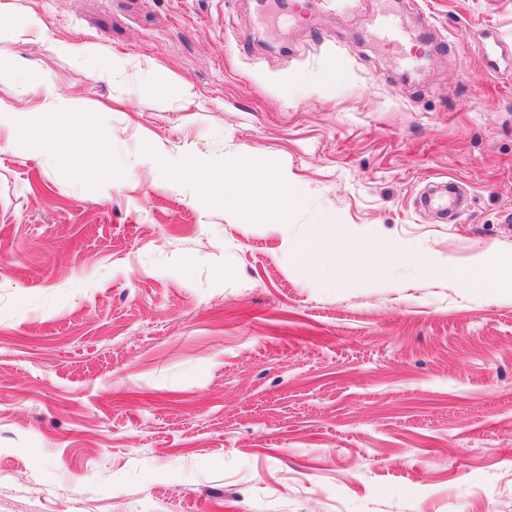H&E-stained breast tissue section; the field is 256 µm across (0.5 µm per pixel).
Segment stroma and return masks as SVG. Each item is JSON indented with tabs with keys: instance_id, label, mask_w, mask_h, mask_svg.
Returning a JSON list of instances; mask_svg holds the SVG:
<instances>
[{
	"instance_id": "1",
	"label": "stroma",
	"mask_w": 512,
	"mask_h": 512,
	"mask_svg": "<svg viewBox=\"0 0 512 512\" xmlns=\"http://www.w3.org/2000/svg\"><path fill=\"white\" fill-rule=\"evenodd\" d=\"M109 78L0 26V97H112L123 188L0 149V512H512V0H17ZM433 39L399 67L373 14ZM151 71L143 80L139 71ZM287 168V233L153 185L142 147ZM455 222L423 208L447 186ZM341 224L425 254L309 278ZM437 276L445 281L453 283L467 279L477 283L481 288L494 291L500 288V278L497 272L491 268H477L468 273L463 272L452 264L442 266L437 272Z\"/></svg>"
}]
</instances>
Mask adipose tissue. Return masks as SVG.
I'll return each instance as SVG.
<instances>
[{"mask_svg":"<svg viewBox=\"0 0 512 512\" xmlns=\"http://www.w3.org/2000/svg\"><path fill=\"white\" fill-rule=\"evenodd\" d=\"M6 21L13 22L18 41L91 62L93 76L112 74L118 64L80 40L52 38L42 18L34 11H21L17 0H0V23ZM111 113L104 105L89 114L76 111L54 85L32 88L25 84L12 97L0 98V141L24 146L33 155L51 158L59 168L78 174L93 158L87 145L96 136L94 122Z\"/></svg>","mask_w":512,"mask_h":512,"instance_id":"adipose-tissue-1","label":"adipose tissue"}]
</instances>
